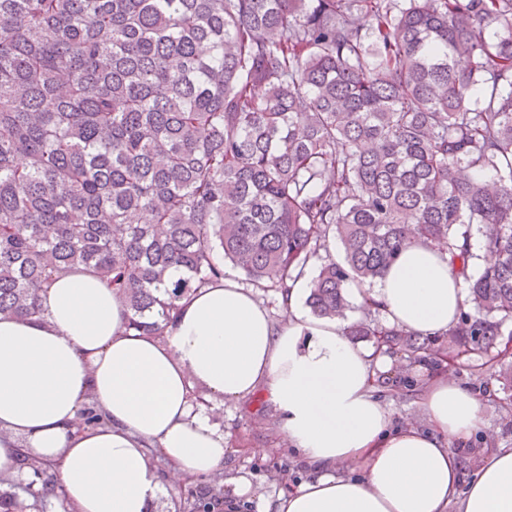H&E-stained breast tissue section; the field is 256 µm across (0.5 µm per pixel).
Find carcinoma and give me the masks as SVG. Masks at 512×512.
Returning a JSON list of instances; mask_svg holds the SVG:
<instances>
[{
    "label": "carcinoma",
    "mask_w": 512,
    "mask_h": 512,
    "mask_svg": "<svg viewBox=\"0 0 512 512\" xmlns=\"http://www.w3.org/2000/svg\"><path fill=\"white\" fill-rule=\"evenodd\" d=\"M474 225L496 255L477 277ZM411 241L468 288L448 359L511 381L492 350L512 323V0H0V315L37 318L41 288L91 272L160 335L228 264L280 294L317 260L307 303L343 321L348 285ZM344 331L411 365L429 346ZM24 469L0 474V512H48L53 477ZM222 499L220 472L177 512Z\"/></svg>",
    "instance_id": "1"
}]
</instances>
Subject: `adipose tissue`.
Here are the masks:
<instances>
[{"instance_id": "ef3b65f1", "label": "adipose tissue", "mask_w": 512, "mask_h": 512, "mask_svg": "<svg viewBox=\"0 0 512 512\" xmlns=\"http://www.w3.org/2000/svg\"><path fill=\"white\" fill-rule=\"evenodd\" d=\"M311 272L281 298L275 322L237 274L178 300L163 335L128 330L119 293L90 273L38 293V318L0 316V472L21 455L48 461L67 512H152L161 495L222 471L231 450L225 403L266 401L310 477L281 492L275 512H512V448H480L460 485L461 446L483 425L487 400L452 371L416 401L426 428L395 423L377 384L395 363L304 307ZM359 306L378 304L389 328L428 338L467 311L449 255L407 244ZM96 403L105 426L83 425ZM354 465L355 476L339 466Z\"/></svg>"}]
</instances>
